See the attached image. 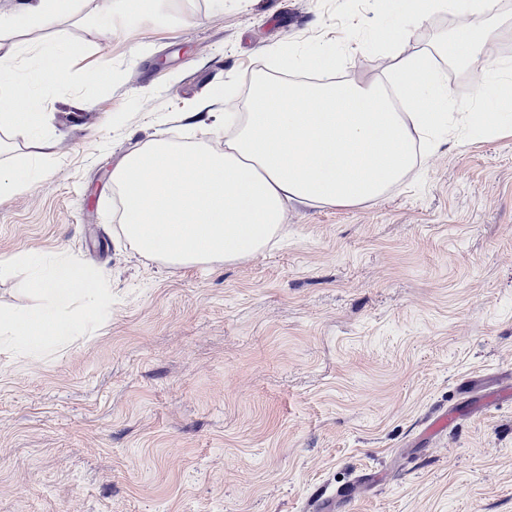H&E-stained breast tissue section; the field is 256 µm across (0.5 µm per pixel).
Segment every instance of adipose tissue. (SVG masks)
<instances>
[{
  "mask_svg": "<svg viewBox=\"0 0 512 512\" xmlns=\"http://www.w3.org/2000/svg\"><path fill=\"white\" fill-rule=\"evenodd\" d=\"M492 0H398L393 21L373 41L393 64L382 80L280 81L265 71L251 80L243 112L224 115V149L160 137L128 154L112 172L121 233L140 253L179 266H211L262 253L282 230L290 200L353 207L380 200L416 164L417 145L438 148L452 132L455 100L434 59L468 68L475 99L467 132L476 139L512 135V62L494 58L492 27L461 25L431 49L406 54L413 30L436 14L472 16ZM73 0H22L0 18V33L22 36L26 65L0 61V197L24 190L43 172L37 158L6 161V136L44 128L47 86L65 78L66 56L30 32L56 26ZM22 108H15V100ZM43 302L28 312L0 311V335L33 351L65 344L77 331L76 312L105 307L104 288L65 258L28 284Z\"/></svg>",
  "mask_w": 512,
  "mask_h": 512,
  "instance_id": "adipose-tissue-1",
  "label": "adipose tissue"
}]
</instances>
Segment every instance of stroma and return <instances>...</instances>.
I'll return each instance as SVG.
<instances>
[{"label":"stroma","instance_id":"35a3bbf8","mask_svg":"<svg viewBox=\"0 0 512 512\" xmlns=\"http://www.w3.org/2000/svg\"><path fill=\"white\" fill-rule=\"evenodd\" d=\"M75 8L38 34L73 54L45 135H13L45 172L0 198V308L38 304L32 259L112 299L65 345L0 343V512H306L365 471L341 512H512V398L465 392L512 383V136L457 133L371 204L289 202L247 261L168 266L121 236L113 169L161 134L223 150L272 49L351 42L390 0H166L108 41Z\"/></svg>","mask_w":512,"mask_h":512}]
</instances>
